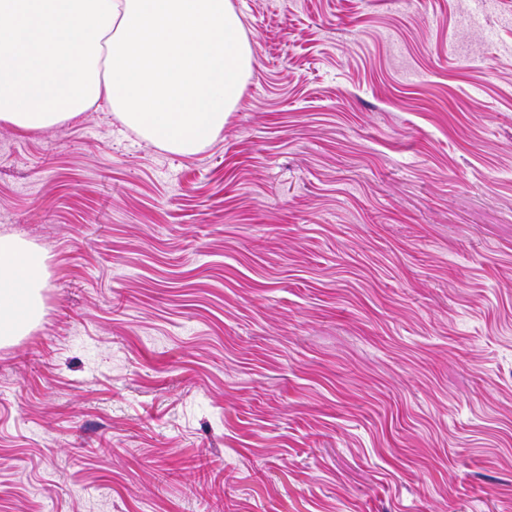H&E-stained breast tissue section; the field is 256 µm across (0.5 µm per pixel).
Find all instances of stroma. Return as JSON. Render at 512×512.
<instances>
[{
	"instance_id": "35a3bbf8",
	"label": "stroma",
	"mask_w": 512,
	"mask_h": 512,
	"mask_svg": "<svg viewBox=\"0 0 512 512\" xmlns=\"http://www.w3.org/2000/svg\"><path fill=\"white\" fill-rule=\"evenodd\" d=\"M233 2L198 154L0 128V512H512V0ZM46 260L26 241L0 236V344L23 336L40 317Z\"/></svg>"
}]
</instances>
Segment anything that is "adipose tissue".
<instances>
[{
	"mask_svg": "<svg viewBox=\"0 0 512 512\" xmlns=\"http://www.w3.org/2000/svg\"><path fill=\"white\" fill-rule=\"evenodd\" d=\"M252 60L233 0H0V126L24 136L101 105L191 156L223 131ZM46 260L0 236V344L40 317Z\"/></svg>",
	"mask_w": 512,
	"mask_h": 512,
	"instance_id": "ef3b65f1",
	"label": "adipose tissue"
}]
</instances>
